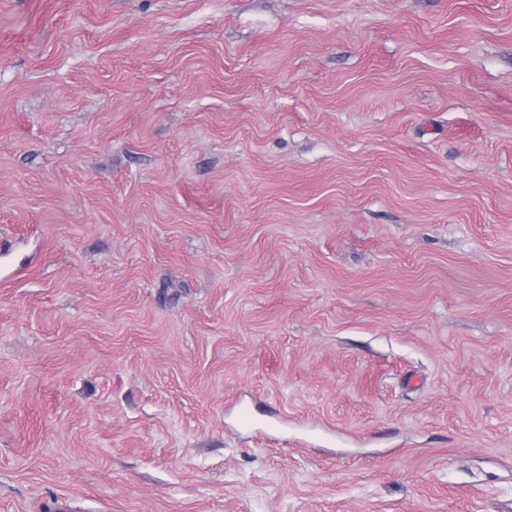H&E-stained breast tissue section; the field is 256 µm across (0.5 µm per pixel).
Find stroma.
Returning <instances> with one entry per match:
<instances>
[{
	"instance_id": "35a3bbf8",
	"label": "stroma",
	"mask_w": 512,
	"mask_h": 512,
	"mask_svg": "<svg viewBox=\"0 0 512 512\" xmlns=\"http://www.w3.org/2000/svg\"><path fill=\"white\" fill-rule=\"evenodd\" d=\"M0 512H512V0H0Z\"/></svg>"
}]
</instances>
